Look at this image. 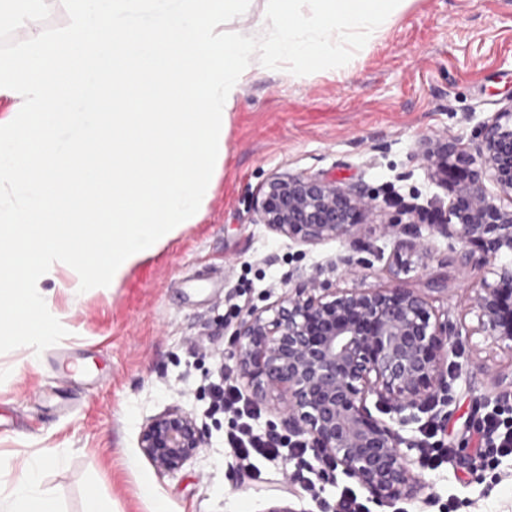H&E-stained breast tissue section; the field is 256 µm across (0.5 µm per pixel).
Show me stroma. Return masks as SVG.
Returning a JSON list of instances; mask_svg holds the SVG:
<instances>
[{"label":"stroma","instance_id":"obj_1","mask_svg":"<svg viewBox=\"0 0 512 512\" xmlns=\"http://www.w3.org/2000/svg\"><path fill=\"white\" fill-rule=\"evenodd\" d=\"M344 76L322 70L296 76L258 68L232 109L228 154L199 223L132 268L114 288L79 292L56 268L40 287L67 329L42 354L17 348L0 354V452L22 458L49 448L64 462L48 467L46 488L62 512H87L90 496L114 512H336L343 496L365 512H512V456H479L476 430L512 385V344L475 336L457 363L454 401L437 416L406 428L408 449L425 482L414 500L380 507L344 474L316 472L289 485L297 460L260 463L252 471L226 443L235 419L211 414V388H242L231 356L232 334L252 307L287 290L292 271H311L343 249L330 240L303 246L254 223L250 204L274 173H324L361 183L379 196L395 193L419 203L445 199L412 154L420 139L448 132L469 142L474 128L512 106V0H410L407 8L357 52ZM394 211L369 216L353 235L355 257L370 261L362 287L401 283L425 295L435 313L476 323L468 310L469 274L453 243L433 236L428 266L389 270L391 240L380 226ZM439 282L433 290L431 282ZM482 361L487 373L470 369ZM171 406L191 414L205 443L177 472L159 474L139 435ZM448 460L422 462L429 425Z\"/></svg>","mask_w":512,"mask_h":512}]
</instances>
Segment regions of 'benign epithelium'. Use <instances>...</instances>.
<instances>
[{"label":"benign epithelium","instance_id":"obj_1","mask_svg":"<svg viewBox=\"0 0 512 512\" xmlns=\"http://www.w3.org/2000/svg\"><path fill=\"white\" fill-rule=\"evenodd\" d=\"M413 160L445 188L448 206L387 200L396 207L384 224L395 265L432 258L424 227L454 240L460 266L479 272L469 285L477 324L461 332L463 325L440 318L424 296L400 285L333 286L368 268L364 259L341 253L289 276L291 287L278 301L250 308L231 351L252 400L277 416L267 434L296 438L322 464L320 479L340 469L380 506L415 499L424 488L402 451L415 441L402 431L453 402L457 375L449 358L462 350V336L512 342V108L481 122L469 144L446 133L421 139ZM379 207L362 184L288 172L271 176L252 201L256 223L308 246L347 243ZM203 440L196 419L173 407L143 427L139 448L167 474Z\"/></svg>","mask_w":512,"mask_h":512}]
</instances>
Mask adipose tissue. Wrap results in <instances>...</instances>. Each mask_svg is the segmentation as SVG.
I'll return each instance as SVG.
<instances>
[{
  "label": "adipose tissue",
  "mask_w": 512,
  "mask_h": 512,
  "mask_svg": "<svg viewBox=\"0 0 512 512\" xmlns=\"http://www.w3.org/2000/svg\"><path fill=\"white\" fill-rule=\"evenodd\" d=\"M60 461L53 451L21 459L0 456V472L16 474L12 487L0 492V512H60L57 498L42 485L44 471Z\"/></svg>",
  "instance_id": "1"
}]
</instances>
